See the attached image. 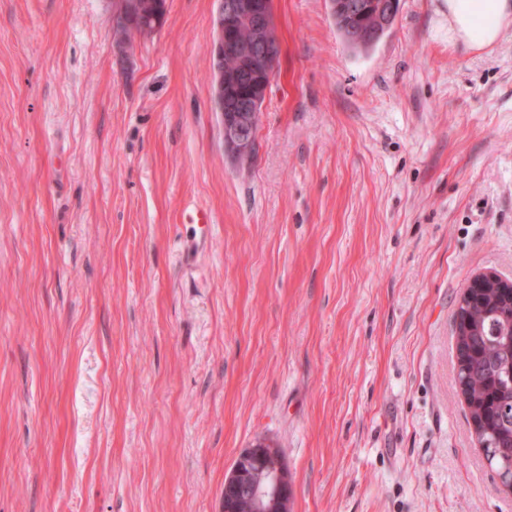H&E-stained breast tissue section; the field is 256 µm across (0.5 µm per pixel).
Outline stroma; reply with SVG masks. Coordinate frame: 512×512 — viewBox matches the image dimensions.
<instances>
[{"label":"stroma","mask_w":512,"mask_h":512,"mask_svg":"<svg viewBox=\"0 0 512 512\" xmlns=\"http://www.w3.org/2000/svg\"><path fill=\"white\" fill-rule=\"evenodd\" d=\"M273 6L242 167L219 0L122 53L114 0H0V512H220L260 439L292 512H512L453 337L473 275L512 279V28L469 51L400 0L359 55L327 0Z\"/></svg>","instance_id":"stroma-1"}]
</instances>
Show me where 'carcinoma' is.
I'll list each match as a JSON object with an SVG mask.
<instances>
[{"instance_id": "cac0c4a2", "label": "carcinoma", "mask_w": 512, "mask_h": 512, "mask_svg": "<svg viewBox=\"0 0 512 512\" xmlns=\"http://www.w3.org/2000/svg\"><path fill=\"white\" fill-rule=\"evenodd\" d=\"M336 30L354 52L368 53L389 33L376 26L374 0H335ZM455 344L465 350L460 372L469 418L478 422L498 464L512 461V305L496 289L474 294L468 318L454 325Z\"/></svg>"}]
</instances>
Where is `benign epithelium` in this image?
I'll return each mask as SVG.
<instances>
[{"label":"benign epithelium","instance_id":"7a95c632","mask_svg":"<svg viewBox=\"0 0 512 512\" xmlns=\"http://www.w3.org/2000/svg\"><path fill=\"white\" fill-rule=\"evenodd\" d=\"M167 7L154 0H118L115 22H140L145 30H156L164 23ZM251 29V39L243 42L237 23ZM267 0H220L215 19V36L210 48L213 61L212 102L224 129V149L232 156L249 160L254 141L252 131L258 118L259 101L233 95L224 83V58L234 57L240 73L230 81L261 69L280 55L279 37L271 36ZM512 288V280L489 270L471 277L467 289ZM293 483L281 451L267 443L243 449L224 477L222 512H291Z\"/></svg>","mask_w":512,"mask_h":512}]
</instances>
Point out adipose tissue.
<instances>
[{"mask_svg": "<svg viewBox=\"0 0 512 512\" xmlns=\"http://www.w3.org/2000/svg\"><path fill=\"white\" fill-rule=\"evenodd\" d=\"M448 42L469 50L496 45L512 26V0H444Z\"/></svg>", "mask_w": 512, "mask_h": 512, "instance_id": "1", "label": "adipose tissue"}]
</instances>
